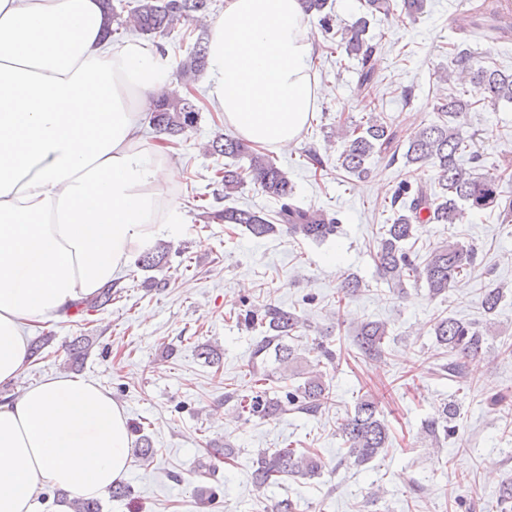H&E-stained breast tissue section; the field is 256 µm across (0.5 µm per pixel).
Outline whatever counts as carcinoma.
Wrapping results in <instances>:
<instances>
[{"label":"carcinoma","mask_w":512,"mask_h":512,"mask_svg":"<svg viewBox=\"0 0 512 512\" xmlns=\"http://www.w3.org/2000/svg\"><path fill=\"white\" fill-rule=\"evenodd\" d=\"M305 11L319 16L322 26H333L331 0H302ZM426 0H365L366 16L360 18L347 32L341 34L336 49L349 59L358 61V87L367 88L376 75L377 59L373 46L366 38L369 27L367 16L390 15L395 10L414 20L424 13ZM105 15L112 28L111 36L120 30L129 29L152 39H166L175 25L181 21L199 25L211 8V0H137L133 14L124 18L116 11L111 0H103ZM469 25L483 30L488 38L495 39L512 32V13L500 9L495 0H485L475 8ZM455 63L460 78L468 82L480 98L472 101L466 92L450 93L437 98L435 110L438 121L420 125L408 137L405 151H400L397 130L393 123L377 115L354 125L340 124L336 130L337 168L357 178L370 174L367 161L376 155L391 154V160H403L410 177L416 178V188L408 184L399 186L389 201V224L385 225L378 251L376 266L379 275L397 296L406 293L407 282L423 281L433 297L448 293L459 278L471 272L476 263V251L472 246L458 242L433 248L425 261L418 264L408 254L405 245L413 238L419 226L426 223L459 224L468 213L484 210H499L506 221L512 220V200L502 198L499 191L501 176L479 174L461 163L463 154L471 148L469 139L462 133L463 120L467 112L479 103L496 108L502 101L512 102V72L486 67L479 63L474 52L468 48L459 50ZM177 86L162 91L150 113L149 125L155 138L162 141H180L196 128L203 107L199 99L189 93L187 86L192 79L202 74L207 67V33L197 36L192 47L172 59ZM211 156L224 157L229 162L218 169L224 195L228 205L208 213L206 219L224 224L239 225L255 238H263L280 230L291 236H301L312 241H323L336 234L338 221L319 209L302 207L295 201V188L288 172L277 166L266 153L236 135L216 132L204 146ZM433 173L439 191L432 190L422 180L426 173ZM279 203L273 218L250 208L232 204L234 197L247 182ZM171 246L159 243L142 252L137 264L144 271L162 272L169 264ZM120 290L110 284L94 297L76 304L82 312H98L112 304V297ZM504 297L503 290L495 287L484 289L481 306L490 315L484 326L454 316H437L430 328L435 342L448 350L452 359L443 366L448 378L462 383H473L466 363L483 354L486 337L495 333V321L491 315L497 312ZM238 320L246 327L262 329V338L256 343L253 358L274 355L277 369L283 374H292L303 381L285 393V398H272L268 392L254 386L251 394L236 396L241 409L251 416L275 417L292 410L315 415L328 400L330 386L318 370L298 369L299 357L288 340L304 328L305 322L295 310L284 309L269 303L258 309H247L238 314ZM388 327L384 322L367 321L356 328V343L362 354L369 359H380L385 354L384 339ZM88 355L85 339L77 337L67 347V368L73 369ZM455 406L443 410V421L432 420L422 428V435L438 439L439 432L451 436L455 428L451 422L456 418ZM347 448L346 458L355 467H361L389 446V429L381 419L379 400L369 394L360 396L354 403L340 427ZM324 463L311 450L299 452L294 448H280L272 452L257 453L252 472L253 483L258 490L277 484L285 477L311 478L320 474ZM72 512H100L99 500L74 497L69 500Z\"/></svg>","instance_id":"carcinoma-1"}]
</instances>
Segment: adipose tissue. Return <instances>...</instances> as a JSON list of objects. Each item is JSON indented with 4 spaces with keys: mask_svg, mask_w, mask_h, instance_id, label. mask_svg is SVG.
<instances>
[{
    "mask_svg": "<svg viewBox=\"0 0 512 512\" xmlns=\"http://www.w3.org/2000/svg\"><path fill=\"white\" fill-rule=\"evenodd\" d=\"M106 28L99 0H0V386L30 361L27 329L74 312L180 222V171L142 134L171 60ZM312 48L302 0H224L207 86L225 127L296 143L318 97ZM130 441L124 408L78 377L0 399V512H35L48 486L105 496Z\"/></svg>",
    "mask_w": 512,
    "mask_h": 512,
    "instance_id": "1",
    "label": "adipose tissue"
}]
</instances>
